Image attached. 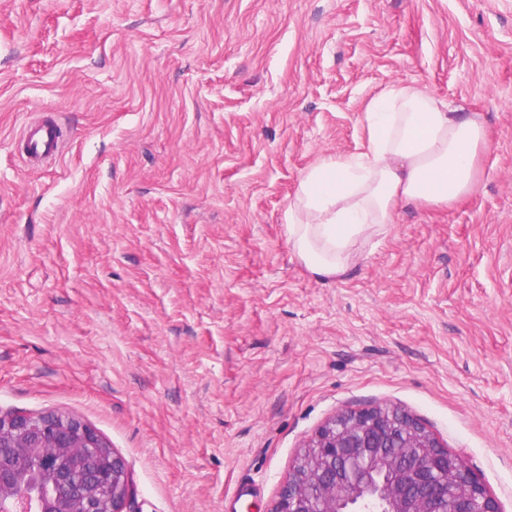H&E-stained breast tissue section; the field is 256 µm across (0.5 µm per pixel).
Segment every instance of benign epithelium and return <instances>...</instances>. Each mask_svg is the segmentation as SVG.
<instances>
[{
	"label": "benign epithelium",
	"instance_id": "benign-epithelium-1",
	"mask_svg": "<svg viewBox=\"0 0 512 512\" xmlns=\"http://www.w3.org/2000/svg\"><path fill=\"white\" fill-rule=\"evenodd\" d=\"M124 459L83 420L0 413V512H129ZM269 512H502L466 460L407 410L331 417Z\"/></svg>",
	"mask_w": 512,
	"mask_h": 512
}]
</instances>
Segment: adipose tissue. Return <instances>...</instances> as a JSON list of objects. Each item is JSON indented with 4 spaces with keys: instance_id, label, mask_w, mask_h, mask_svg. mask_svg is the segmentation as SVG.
I'll return each mask as SVG.
<instances>
[{
    "instance_id": "adipose-tissue-1",
    "label": "adipose tissue",
    "mask_w": 512,
    "mask_h": 512,
    "mask_svg": "<svg viewBox=\"0 0 512 512\" xmlns=\"http://www.w3.org/2000/svg\"><path fill=\"white\" fill-rule=\"evenodd\" d=\"M364 120L361 150L322 153L301 173L284 214L294 254L321 279L356 268L400 210L449 205L478 188L475 159L489 139L478 114L396 80L371 100Z\"/></svg>"
}]
</instances>
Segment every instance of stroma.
I'll return each instance as SVG.
<instances>
[{"label":"stroma","mask_w":512,"mask_h":512,"mask_svg":"<svg viewBox=\"0 0 512 512\" xmlns=\"http://www.w3.org/2000/svg\"><path fill=\"white\" fill-rule=\"evenodd\" d=\"M393 80L484 118L479 188L315 278L284 213ZM378 404L512 512V0H0V410L95 428L135 512H268ZM22 138L25 141L28 161H39L49 155L59 157L64 147L62 128L53 119L34 128L28 127Z\"/></svg>","instance_id":"35a3bbf8"}]
</instances>
